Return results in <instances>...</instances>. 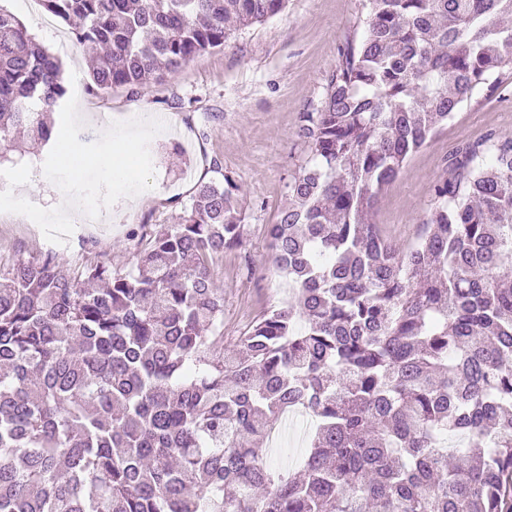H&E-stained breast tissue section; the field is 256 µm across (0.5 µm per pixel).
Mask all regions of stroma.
<instances>
[{
	"label": "stroma",
	"instance_id": "1",
	"mask_svg": "<svg viewBox=\"0 0 512 512\" xmlns=\"http://www.w3.org/2000/svg\"><path fill=\"white\" fill-rule=\"evenodd\" d=\"M364 0H288L284 13L239 31L230 44L196 56L177 74L148 83L139 94L119 88L107 95L86 92L88 62L71 28L60 19L43 24L20 0H0L36 41L59 52L66 88L81 86L86 118L82 142L102 133L100 115L126 119L151 112L166 125L149 149L155 171L154 191L139 206L117 202L96 230L75 228L56 254L67 268L102 263L128 264L134 250L130 229L175 223L199 182L209 180L213 158L242 186L238 208L245 217L242 244L225 253L213 268L224 290V339L232 341L265 308L293 301L287 278L270 263L266 234L286 201L287 185L304 165L306 145L298 138L299 116L316 108L325 79L339 63V49L360 32ZM512 133V72L504 74L488 98L464 102L453 121L404 165L380 193L371 219L400 245L413 242L432 209V188L448 175L456 147L486 133ZM49 146L20 142L0 156V170L30 165L39 191L31 202L54 207L59 197L42 165ZM48 242L40 228L15 214L0 220V264L40 257Z\"/></svg>",
	"mask_w": 512,
	"mask_h": 512
}]
</instances>
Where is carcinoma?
<instances>
[{"instance_id": "carcinoma-1", "label": "carcinoma", "mask_w": 512, "mask_h": 512, "mask_svg": "<svg viewBox=\"0 0 512 512\" xmlns=\"http://www.w3.org/2000/svg\"><path fill=\"white\" fill-rule=\"evenodd\" d=\"M99 48L88 90L135 95L288 0H41ZM267 226L295 301L224 343L212 269L241 185H197L129 265L53 252L0 270V512H512V135L460 145L414 242L368 220L460 106L512 70V0H367ZM62 66L0 9V146L46 144ZM312 415L301 467L259 448Z\"/></svg>"}]
</instances>
